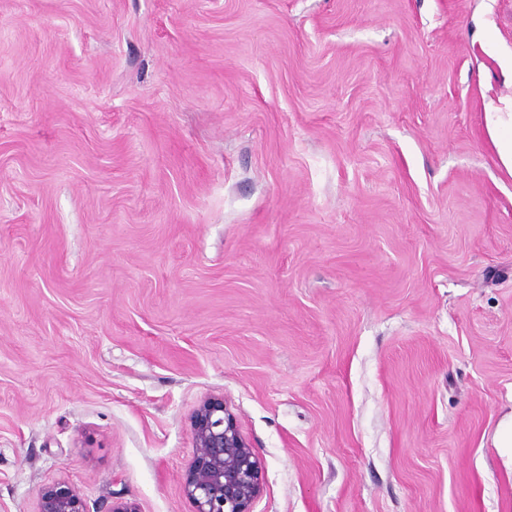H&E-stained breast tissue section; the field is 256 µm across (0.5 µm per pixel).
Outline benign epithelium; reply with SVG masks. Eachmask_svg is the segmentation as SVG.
Instances as JSON below:
<instances>
[{"mask_svg":"<svg viewBox=\"0 0 512 512\" xmlns=\"http://www.w3.org/2000/svg\"><path fill=\"white\" fill-rule=\"evenodd\" d=\"M192 429L194 453L181 483L192 512H254L263 492L261 462L224 399L203 400ZM39 512L89 510L76 489L57 484L40 492Z\"/></svg>","mask_w":512,"mask_h":512,"instance_id":"7a95c632","label":"benign epithelium"}]
</instances>
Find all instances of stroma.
<instances>
[{
    "label": "stroma",
    "instance_id": "35a3bbf8",
    "mask_svg": "<svg viewBox=\"0 0 512 512\" xmlns=\"http://www.w3.org/2000/svg\"><path fill=\"white\" fill-rule=\"evenodd\" d=\"M512 0H0V512H512ZM494 112H485L488 136L495 146L499 161L512 176V102L499 107L490 103ZM192 429L194 453L181 483L192 512H254L261 462L224 399H204ZM494 446L512 468V409L503 413L497 424ZM38 512H89L80 493L70 486L53 485L40 492Z\"/></svg>",
    "mask_w": 512,
    "mask_h": 512
}]
</instances>
